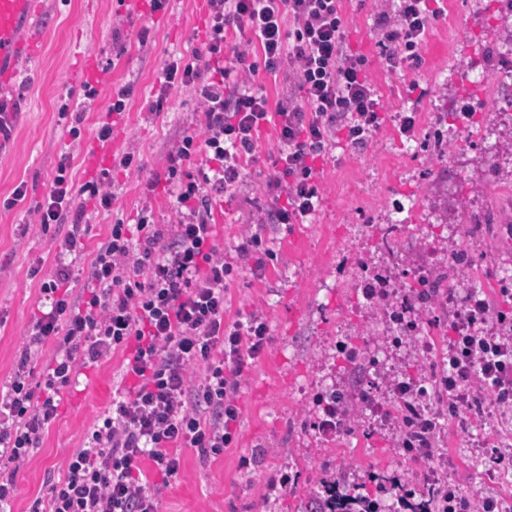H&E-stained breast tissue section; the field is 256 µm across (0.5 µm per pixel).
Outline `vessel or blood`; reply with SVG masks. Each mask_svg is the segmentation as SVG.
Masks as SVG:
<instances>
[{
	"label": "vessel or blood",
	"mask_w": 512,
	"mask_h": 512,
	"mask_svg": "<svg viewBox=\"0 0 512 512\" xmlns=\"http://www.w3.org/2000/svg\"><path fill=\"white\" fill-rule=\"evenodd\" d=\"M41 0H0V96L14 94L38 51Z\"/></svg>",
	"instance_id": "vessel-or-blood-1"
}]
</instances>
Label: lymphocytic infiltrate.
Instances as JSON below:
<instances>
[{
	"mask_svg": "<svg viewBox=\"0 0 512 512\" xmlns=\"http://www.w3.org/2000/svg\"><path fill=\"white\" fill-rule=\"evenodd\" d=\"M209 6L202 50L165 61L161 69L165 85L195 91L202 112L200 134L184 136L169 157L165 181L177 203L173 237L164 239L145 209L135 225H111L87 268L82 297L69 290L68 264L43 279L44 309L12 381L0 391V512H11L17 494L10 465L38 447L58 416L61 391L79 367L97 365L117 350L130 353L128 393L113 398L63 477L30 512H157L159 495L179 474L182 449L223 454L238 420L234 394L243 359L258 356L269 337L257 315L224 325L231 270L212 200L238 182L243 161L256 154L260 128L270 124L281 148L266 182L268 215L277 224L306 223L320 201L315 164L326 157L336 129L361 144L380 125L379 101L362 60L346 51L339 0H209ZM428 24V0H398L396 19L379 16L388 68L416 61ZM230 27L257 40L266 72L287 71L300 98L270 110L246 52L234 51L233 67L223 66ZM194 156L203 164L195 176L181 169ZM69 166V157H62L38 214L43 226L67 225L65 249L73 252L81 245L87 205L110 210L112 191L102 177L74 187ZM493 319L503 332L487 331ZM49 341L56 353L42 381L31 383L27 366ZM195 367L202 375L194 382L189 371ZM437 385L436 409L424 381L409 376L390 385L393 403L385 414L397 423L400 448L416 459L432 456L443 419L477 415L489 395L512 406V319L493 314L478 292L466 294L448 324ZM368 481L406 512H503L497 496L472 499L436 478L423 493L396 476Z\"/></svg>",
	"mask_w": 512,
	"mask_h": 512,
	"instance_id": "1",
	"label": "lymphocytic infiltrate"
}]
</instances>
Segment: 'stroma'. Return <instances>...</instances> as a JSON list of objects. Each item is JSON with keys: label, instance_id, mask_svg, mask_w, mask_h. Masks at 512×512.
Here are the masks:
<instances>
[{"label": "stroma", "instance_id": "obj_1", "mask_svg": "<svg viewBox=\"0 0 512 512\" xmlns=\"http://www.w3.org/2000/svg\"><path fill=\"white\" fill-rule=\"evenodd\" d=\"M348 53L363 68L382 106L383 122L365 145L337 140L316 163L321 195L304 224H273L266 181L280 143L273 126L261 128L255 161L243 164L238 184L212 200L224 258L234 268L226 323L260 312L269 342L247 359L239 379L235 442L218 458L197 449L181 452L179 479L168 488L160 512H311L325 480L347 484L368 474H398L423 485L427 473L459 484L468 496L495 495L512 512V471L485 464L480 425L499 429L501 449L512 451V408L486 398L480 419L450 424L431 459L414 461L396 446L395 423L373 415L372 402L390 406L389 377L434 380L438 353L425 343L441 338L469 289L512 316V107L485 108L491 83L512 67V19L504 0H436L418 62L390 70L376 35L379 13H395L396 0H342ZM208 5L167 0L151 11L147 0H46L40 54L27 66L15 95L10 147L0 155V389L6 388L40 301V284L58 260L71 263L73 295H81L85 270L111 224L135 223L141 208L170 232L176 199L170 190L148 192L164 176L167 156L183 136L199 131L198 100L190 88L162 86L165 61L201 48ZM127 109L111 142L99 144L98 121L119 90ZM162 111H151L157 96ZM416 118L413 137L400 119ZM79 127L78 139L68 131ZM70 153L74 186L108 172L115 198L110 211L88 212L79 252L62 254L65 227L43 228L37 210ZM136 153L137 172L122 168ZM25 195L14 200L16 187ZM258 231L272 259L255 277L253 258L236 247ZM434 248L441 295L452 303L418 304V326L403 332L385 305L363 296L366 280L386 277L394 300L416 288L415 269L425 245ZM358 349L349 362L340 344ZM125 353L104 358L62 393L59 417L16 475L13 512H28L36 497L64 473L66 459L83 445L113 394L125 392ZM344 393L352 416L332 441L315 422L319 398ZM291 478L269 494L273 473Z\"/></svg>", "mask_w": 512, "mask_h": 512}]
</instances>
